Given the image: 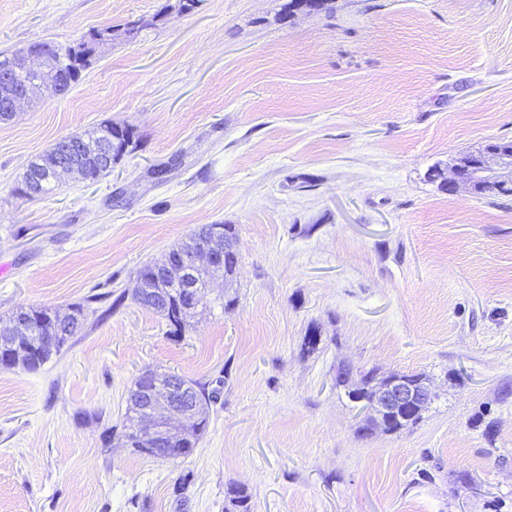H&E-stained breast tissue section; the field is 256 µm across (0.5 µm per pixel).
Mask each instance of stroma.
I'll return each mask as SVG.
<instances>
[{
	"mask_svg": "<svg viewBox=\"0 0 512 512\" xmlns=\"http://www.w3.org/2000/svg\"><path fill=\"white\" fill-rule=\"evenodd\" d=\"M285 2L0 0L2 54L117 32L0 123V325L96 298L62 355L0 368V512H232V483L252 512H512V197L429 177L512 141V0ZM107 122L136 140L107 175L20 195ZM204 224L234 225L237 278L176 338L134 279ZM341 365L433 398L363 431ZM153 368L214 393L188 458L120 437Z\"/></svg>",
	"mask_w": 512,
	"mask_h": 512,
	"instance_id": "obj_1",
	"label": "stroma"
}]
</instances>
